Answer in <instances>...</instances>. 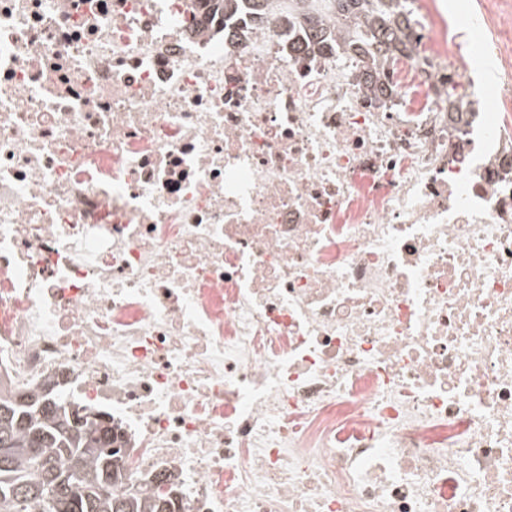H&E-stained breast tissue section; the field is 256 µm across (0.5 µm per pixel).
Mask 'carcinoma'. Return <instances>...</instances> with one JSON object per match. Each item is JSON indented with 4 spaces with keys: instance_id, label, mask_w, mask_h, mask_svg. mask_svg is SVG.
Listing matches in <instances>:
<instances>
[{
    "instance_id": "1",
    "label": "carcinoma",
    "mask_w": 512,
    "mask_h": 512,
    "mask_svg": "<svg viewBox=\"0 0 512 512\" xmlns=\"http://www.w3.org/2000/svg\"><path fill=\"white\" fill-rule=\"evenodd\" d=\"M268 0H201L224 11V36L262 19ZM410 0H293L288 27L317 46L342 41L365 62L364 82L391 95L385 67L413 51ZM48 399L0 397V512H180L175 485L142 492L119 471L112 424L87 411L72 420L53 384Z\"/></svg>"
}]
</instances>
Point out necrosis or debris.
<instances>
[{
  "mask_svg": "<svg viewBox=\"0 0 512 512\" xmlns=\"http://www.w3.org/2000/svg\"><path fill=\"white\" fill-rule=\"evenodd\" d=\"M198 0H0V395L47 380L185 512H512V7L373 94ZM458 32L459 33L457 34V37L459 40L462 43L468 44L470 46L472 66L481 72L482 79L477 82L476 91L478 93H482L485 89L488 88V92H492L491 87L494 86L495 83L486 75L484 71L485 57L480 52L478 47L473 43L471 31L469 29H460Z\"/></svg>",
  "mask_w": 512,
  "mask_h": 512,
  "instance_id": "4bbe7bcc",
  "label": "necrosis or debris"
}]
</instances>
